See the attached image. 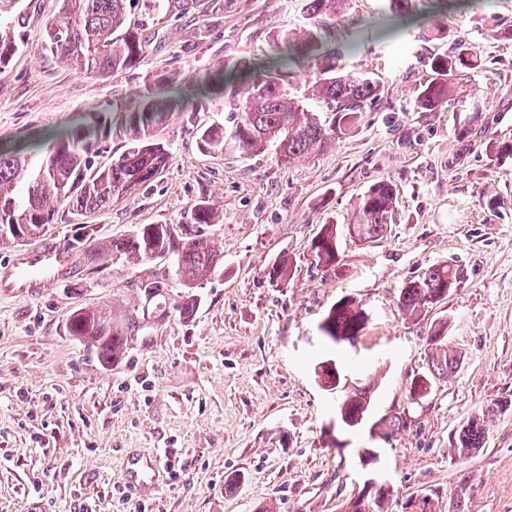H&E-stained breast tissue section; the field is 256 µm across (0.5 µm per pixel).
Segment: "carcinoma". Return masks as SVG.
<instances>
[{"label":"carcinoma","instance_id":"1","mask_svg":"<svg viewBox=\"0 0 512 512\" xmlns=\"http://www.w3.org/2000/svg\"><path fill=\"white\" fill-rule=\"evenodd\" d=\"M155 12L200 11L207 0H152ZM344 0H306L307 11L315 17L333 16ZM61 16L46 26V50L54 57L68 59L86 74H106L131 70L145 58V42L140 23H128L127 0H61ZM16 0H0V68L19 50L9 34V23L1 18L12 13ZM336 32L326 24L299 32L278 31L272 36L275 57L270 61L250 63L239 60L222 63L204 79L205 94L229 95L241 108L240 118L229 129L210 125L199 130V142L210 152L238 153L244 156L271 151L279 164L287 165L301 155L317 153L348 126L367 104L379 95V82L365 74L344 72L336 67ZM474 66V55L458 44L443 56L432 59L433 78L421 86L417 106L432 109L454 101L453 76ZM314 69L311 87L320 97L335 103L332 122L324 123L308 110L303 100L288 93V78L295 70ZM174 84L166 75H156L150 84L130 100L113 106V112H90L58 132L39 168L30 170L27 158L18 151L0 149V237L16 241L10 225L26 228V239L46 234L56 223L58 209L68 207L77 212H97L134 196L166 167L168 149L156 138V128L170 113L182 107L181 96L163 91L161 86ZM121 114L123 134L127 138L124 152L115 160L95 164L99 145L112 130V113ZM395 205L393 186L379 183L360 203L359 223L353 225L357 235L366 240L379 239ZM195 230L174 238L166 224H146L130 237L107 245L97 243L95 229L82 227L80 236L86 251L121 254L140 261L166 256L174 258L185 288H197L224 264L222 252L214 249L199 230L203 224L217 223V214L206 200L191 208ZM337 227L323 228L321 243L312 245L318 262L331 266L336 261ZM458 269L436 264L421 276L407 282L400 290L399 302L404 310L417 313L437 303L461 282ZM166 280L139 285L145 299L152 301L165 294ZM362 308L351 299L336 302L323 320L325 336H338L349 344L364 329ZM136 328L134 315L122 321L97 308L81 307L67 319L66 329L99 352L106 364L117 362L125 353L128 336ZM447 323H440L427 338L428 372L413 376L410 391L429 393L432 381L446 377L460 361L442 333ZM371 400V385L364 383L345 393L338 413L351 418L366 412ZM512 407L504 401L480 415L468 417L454 434V449L461 459L471 457L483 447L489 422ZM393 489L378 488L360 501L349 499L344 512H387L385 506Z\"/></svg>","mask_w":512,"mask_h":512}]
</instances>
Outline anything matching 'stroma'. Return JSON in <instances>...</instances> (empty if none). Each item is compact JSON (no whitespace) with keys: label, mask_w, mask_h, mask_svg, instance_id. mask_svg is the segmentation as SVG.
<instances>
[{"label":"stroma","mask_w":512,"mask_h":512,"mask_svg":"<svg viewBox=\"0 0 512 512\" xmlns=\"http://www.w3.org/2000/svg\"><path fill=\"white\" fill-rule=\"evenodd\" d=\"M413 8L422 23H407L390 0H346L330 17L356 44L340 67L376 77L380 95L323 152L286 166L269 153L205 152L199 129L231 128L239 109L221 95H192L157 132L170 156L161 174L112 208L59 214L55 241L72 244L88 224L108 243L144 224L189 223L204 198L222 216L204 233L224 265L196 289L189 317L165 259L118 255L103 273L81 259L40 295H0V512H342L372 476L393 487L392 512H407L416 495L430 497L431 512L456 502L461 512H512V410L473 457L453 449L461 421L512 400V161L488 151L512 140V0ZM129 9L144 24L146 57L99 76L45 51L60 0H20L9 18L19 50L0 71V145L46 143L79 114L131 98L152 74L196 85L214 65L267 54L276 31L312 24L306 0H229L166 15L130 0ZM457 43L477 63L458 75L454 105L417 108L432 58ZM475 112L477 136L463 153L454 130ZM382 181L395 189L392 218L382 238L357 240L349 227L359 202ZM328 224L337 255L326 267L311 245ZM283 259L289 279L271 281ZM442 263L461 269V283L407 314L403 285ZM162 277L164 304L146 302L140 283ZM343 298L369 319L355 344L334 346L318 326ZM80 307L138 316L118 362L104 365L68 336ZM439 322L461 359L417 401L409 383L427 369V336ZM328 360L373 384L367 425L338 432L337 396L315 373ZM396 414L406 428L371 435L370 423ZM362 448L377 452L375 464L361 466ZM131 450L167 465L137 493L120 480ZM233 472L245 482L226 485Z\"/></svg>","instance_id":"35a3bbf8"}]
</instances>
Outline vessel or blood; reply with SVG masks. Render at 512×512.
Segmentation results:
<instances>
[{"label": "vessel or blood", "mask_w": 512, "mask_h": 512, "mask_svg": "<svg viewBox=\"0 0 512 512\" xmlns=\"http://www.w3.org/2000/svg\"><path fill=\"white\" fill-rule=\"evenodd\" d=\"M73 269L71 255L63 244L49 240L19 255L5 276L0 277V294L35 295L51 287L56 277ZM163 459L161 455L133 453L123 467L126 486L136 487L154 481Z\"/></svg>", "instance_id": "b4317fda"}]
</instances>
